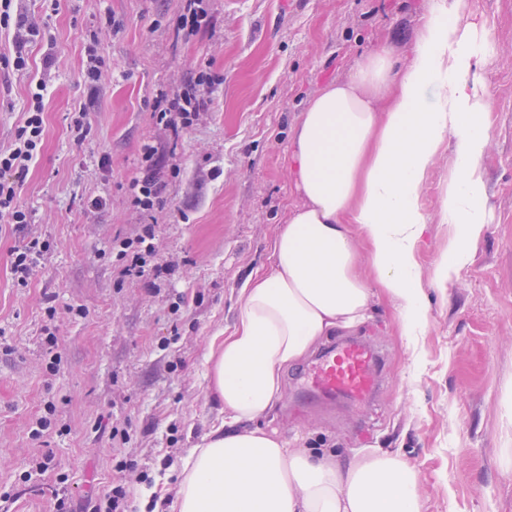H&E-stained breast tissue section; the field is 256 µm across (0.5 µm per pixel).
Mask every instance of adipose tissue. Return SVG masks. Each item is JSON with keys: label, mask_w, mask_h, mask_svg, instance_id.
<instances>
[{"label": "adipose tissue", "mask_w": 512, "mask_h": 512, "mask_svg": "<svg viewBox=\"0 0 512 512\" xmlns=\"http://www.w3.org/2000/svg\"><path fill=\"white\" fill-rule=\"evenodd\" d=\"M467 7L454 0L450 12L430 11L402 75L388 50H375L345 80L323 86L292 127L300 201L275 238L271 270L243 283L234 330L209 347L208 390L223 419L183 459L167 512H423L418 474L400 454L294 448L259 421L282 397L284 370L322 337L361 325L375 296L396 305L401 335L425 326L419 194L449 136L457 163L444 211L460 231L438 281L468 263L485 228L488 104L466 78L462 48L472 32L456 17Z\"/></svg>", "instance_id": "ef3b65f1"}]
</instances>
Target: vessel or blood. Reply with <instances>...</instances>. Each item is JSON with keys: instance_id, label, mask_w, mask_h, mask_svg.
<instances>
[{"instance_id": "1", "label": "vessel or blood", "mask_w": 512, "mask_h": 512, "mask_svg": "<svg viewBox=\"0 0 512 512\" xmlns=\"http://www.w3.org/2000/svg\"><path fill=\"white\" fill-rule=\"evenodd\" d=\"M380 365L379 353L373 347L359 340H345L311 363L302 382L305 389L325 401L365 404L376 394Z\"/></svg>"}]
</instances>
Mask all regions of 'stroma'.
I'll return each instance as SVG.
<instances>
[{
    "label": "stroma",
    "instance_id": "1",
    "mask_svg": "<svg viewBox=\"0 0 512 512\" xmlns=\"http://www.w3.org/2000/svg\"><path fill=\"white\" fill-rule=\"evenodd\" d=\"M55 2L13 0V15L36 19L39 34L25 47L28 72L0 68L2 146L36 81L46 85L43 146L19 189L31 222L0 227V340L11 347L0 351V489L15 492L0 512H56L60 494L75 508L103 497L122 458L150 477L126 479L144 512L149 486L173 497L180 461L219 415L206 355L212 336L236 324L243 281L270 268L274 238L298 201L291 126L323 85L371 51L390 49L405 71L423 17L453 0H211L212 28L189 37L175 33L179 0ZM109 17L115 30L103 27ZM458 21L476 30L468 79L490 102L485 230L453 281L439 283L455 233L443 206L455 163L447 138L419 199L425 328L406 341L393 303L376 297L353 330L385 355L375 402L329 407L307 396L300 361L263 424L301 448L399 453L418 472L423 512H512V0H469ZM93 32L111 70L92 97L82 65ZM205 67L223 78L208 115L178 135L158 132L150 112L158 91ZM80 106L90 132L78 143L66 117ZM153 137L181 166L154 214L167 269L125 278L114 245L142 221L128 185ZM32 236L46 252L20 286L9 250ZM44 416L50 429L34 435ZM46 455L54 473L24 481ZM60 474L67 483H57Z\"/></svg>",
    "mask_w": 512,
    "mask_h": 512
}]
</instances>
